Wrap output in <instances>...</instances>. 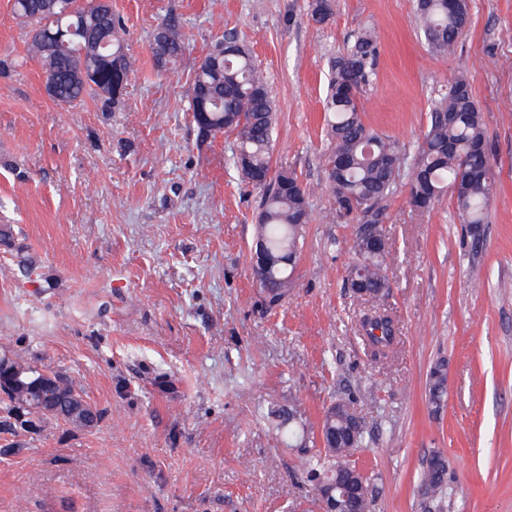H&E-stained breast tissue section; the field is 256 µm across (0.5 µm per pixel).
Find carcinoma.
<instances>
[{
    "mask_svg": "<svg viewBox=\"0 0 512 512\" xmlns=\"http://www.w3.org/2000/svg\"><path fill=\"white\" fill-rule=\"evenodd\" d=\"M70 13L63 15L51 0H14L13 14L34 29L31 51L56 84L54 101L72 105L90 93L103 92L112 79L113 60L125 69L130 62L124 52L119 23L112 10L99 8L93 0H69ZM311 16L324 23L333 14V0H311ZM469 0H417L419 29L431 52L446 57L469 20ZM161 54L155 56L158 67L168 69L184 52L180 24L174 18L161 23ZM96 35L106 47L94 52L89 36ZM377 39L369 30L352 36L343 50L330 61V80L325 101L328 112V136L331 150L326 158L329 187L334 197V218L352 224L356 262L349 271L352 291L366 288L377 294L389 289L385 274L390 250H377L375 244L385 238L384 202L395 192L400 179L409 181V203L419 211H430L446 193H451L456 209L467 227L485 223L486 211L496 188L491 149L486 138L485 119L477 107L468 79L457 75L448 88L430 106L427 131L414 155L396 141L366 126L358 100L368 84L377 56ZM85 65L94 78L82 81L73 68ZM208 95L206 110L215 132L236 133L233 162L243 178H263L271 171L272 132L276 122L274 102L266 80L250 53L243 49L224 56L223 71L194 73L189 110L196 112L200 97ZM262 190L258 214V242L267 252L281 258L258 281L270 306L280 304L291 287V276L298 258L300 230L309 218L308 194L297 175L282 169ZM362 335L373 350L386 354L394 343L392 318L380 311L366 313L360 320ZM9 367L37 379L45 372L66 387L39 386L20 393L14 388L3 391L0 399V429L12 427L20 414L39 420L55 419L68 423L86 411L101 420V412L89 404L59 371L35 361L15 359ZM444 368L431 374L430 399L439 404L444 391ZM355 431V442L364 436L363 426L349 403H336L334 418L322 419L323 447L305 451L302 471L342 484L357 480L360 492L347 503L349 512H368V478L350 460L351 449L345 436ZM422 486L436 500L450 489L448 466L441 455L432 457L422 474Z\"/></svg>",
    "mask_w": 512,
    "mask_h": 512,
    "instance_id": "1",
    "label": "carcinoma"
}]
</instances>
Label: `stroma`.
<instances>
[{"label":"stroma","instance_id":"1","mask_svg":"<svg viewBox=\"0 0 512 512\" xmlns=\"http://www.w3.org/2000/svg\"><path fill=\"white\" fill-rule=\"evenodd\" d=\"M112 0L131 72L119 104L54 102L13 0H0V354L40 359L102 410L91 430L40 420L0 432V512H322L299 469L327 408L351 401V453L369 512H427L421 477L445 457L466 488L443 512H512V0H469L455 54L414 23L416 0ZM177 18L185 50L154 64L151 34ZM374 27L371 128L415 153L431 100L465 75L498 187L479 247L451 197L429 212L400 183L386 202L392 253L378 301L396 341L373 357L348 285L352 229L329 220V62ZM251 51L276 108L272 170H294L310 218L283 302L251 271L261 191L235 135L200 137L195 64L225 35ZM445 364L442 406L430 373Z\"/></svg>","mask_w":512,"mask_h":512}]
</instances>
